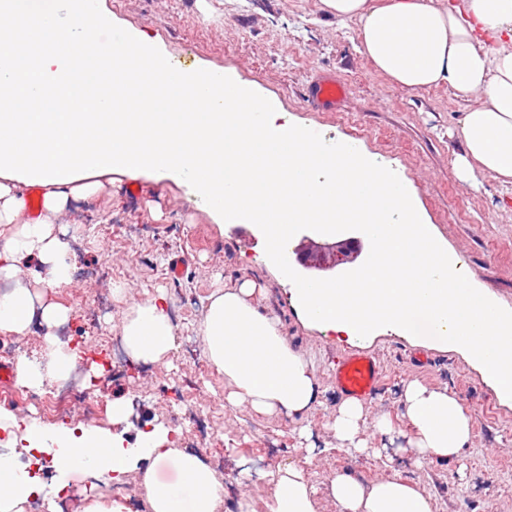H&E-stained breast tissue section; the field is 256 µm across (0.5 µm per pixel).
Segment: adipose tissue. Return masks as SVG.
<instances>
[{"label": "adipose tissue", "mask_w": 512, "mask_h": 512, "mask_svg": "<svg viewBox=\"0 0 512 512\" xmlns=\"http://www.w3.org/2000/svg\"><path fill=\"white\" fill-rule=\"evenodd\" d=\"M323 11L357 24L359 51L394 84L420 91L450 85L466 102L456 134L462 151L455 165L464 179L487 176L512 185V0H320ZM22 24L34 45L21 57L0 50V102L21 101L0 118V224L17 230L0 247V331L26 334L33 321L45 329L43 357H19L17 380L38 391L47 380L65 381L79 360L56 329L70 314L49 299L73 277L69 245L53 229L69 194L88 197L102 187L100 175L122 172L189 183L228 224H251L264 236L282 274L290 264L284 244L298 224L320 222L334 232L337 216L364 225L374 251L352 280L296 282L294 294L305 319L326 332L354 340L384 326L425 342L462 351L483 372L498 396L512 399V315L501 311L470 280L457 275L448 251L425 224L410 184L366 153L356 141L334 148L313 140L289 122L274 100L225 72L213 82L209 70H176L144 32L129 31L84 47L91 33L108 25L100 0H0V25ZM507 36L508 45L489 51L481 32ZM149 65L164 91L149 89L139 69L123 65L127 54ZM213 82L210 104L225 93L253 105L256 121L228 112L223 126L206 112L165 109L169 92L196 98ZM151 106L152 124L120 122L133 105ZM111 110L103 125L99 108ZM245 184L243 201L213 199L217 187ZM41 190L38 218L23 220L24 188ZM35 257L46 266L47 289L37 292L20 279V261ZM249 283L228 285L209 298L201 338L209 364L229 386L230 404L266 416L303 422L319 398L316 367L292 348L279 323L252 301ZM120 326L126 354L144 364L166 362L176 329L164 296L129 299ZM410 431L406 449L416 465L458 462L475 429L474 418L448 388L409 380L401 395ZM389 437L392 420L367 418L364 405L343 401L330 429L342 447L367 451L365 428ZM0 512H26L43 488L24 462L25 454H50L63 494L73 470L95 481L142 473L151 512H217L224 486L195 451L178 447L172 428L142 433L136 446L96 426L47 427L39 419L0 412ZM174 467V479L163 478ZM274 485L268 512H316L307 470L292 461L269 471ZM336 512H433L431 493L394 473L366 482L337 474L327 484Z\"/></svg>", "instance_id": "1"}]
</instances>
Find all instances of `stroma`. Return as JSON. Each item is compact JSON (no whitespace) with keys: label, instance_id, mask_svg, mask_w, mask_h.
Listing matches in <instances>:
<instances>
[{"label":"stroma","instance_id":"35a3bbf8","mask_svg":"<svg viewBox=\"0 0 512 512\" xmlns=\"http://www.w3.org/2000/svg\"><path fill=\"white\" fill-rule=\"evenodd\" d=\"M109 18L105 37L130 30L149 34L174 65L223 69L276 99L289 119L323 136L358 141L410 182L417 208L460 264L463 276L501 309L512 312V185L481 177L461 180L454 164L461 147L454 131L464 110L451 87L407 91L380 75L358 51L354 22L336 21L319 0H101ZM329 72L348 87L339 110H312L304 91L312 78ZM103 189L70 201L56 225L70 244L73 283L53 299L71 310L58 334L100 348L104 336L118 337L127 309L114 286L135 297L164 295L179 345L197 355L174 353L169 362L143 365L128 356L113 359L97 379L94 396L104 405L126 400L129 416L111 424L100 413L95 425L135 443L154 427L177 428L179 445L224 462V501L218 512H238L241 496L263 506L272 495L266 472L302 458L299 425L266 417L224 400V377L202 352L199 333L209 296L226 284L256 283V300L276 317L289 344L310 358L320 378V404L310 417L320 452L307 465L316 487L318 512H336L324 492L327 479L347 472L366 480L387 475L382 459L352 456L328 429L342 401L333 381L337 360L352 350L378 356L381 389L366 401L368 415L389 414L396 430L400 395L418 379L455 392L476 425L465 451L469 481L460 484L454 466L433 462L416 467L409 453L394 454V466L433 496L434 512H512V401H501L483 374L460 352L393 331L347 341L305 321L293 299V282L306 278L294 266L283 280L263 238L246 224H225L182 181L104 175ZM180 276H171L175 262ZM253 477L242 482V467Z\"/></svg>","mask_w":512,"mask_h":512}]
</instances>
